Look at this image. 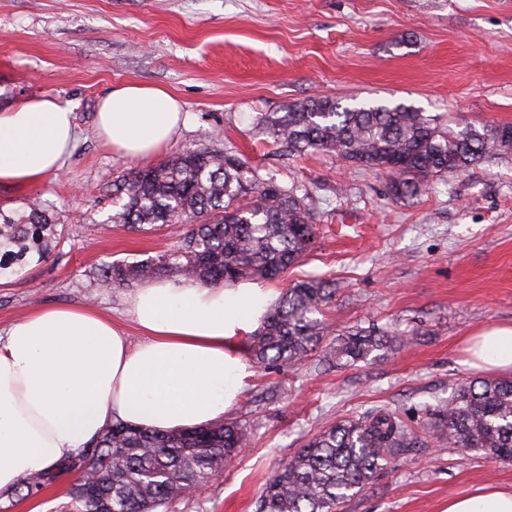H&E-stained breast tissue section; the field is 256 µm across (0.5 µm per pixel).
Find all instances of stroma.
Listing matches in <instances>:
<instances>
[{"instance_id": "stroma-1", "label": "stroma", "mask_w": 512, "mask_h": 512, "mask_svg": "<svg viewBox=\"0 0 512 512\" xmlns=\"http://www.w3.org/2000/svg\"><path fill=\"white\" fill-rule=\"evenodd\" d=\"M126 83L168 89L188 114L158 164L220 145L298 194L316 214L313 251L271 288L334 281L329 339L369 328L400 337L381 357L254 368L226 419L250 443L203 493L168 512H256L266 481L325 424L383 406L400 409L423 446L379 470L340 512H446L452 498L493 485L512 491V463L449 447L427 424L454 388L477 377L466 341L512 323V154L393 199L385 176L328 152L285 156L255 136L262 112L316 94L343 104L404 102L429 115L512 124V0H0V110L46 96L75 105L77 140L59 175L0 185V206L41 197L59 246L0 284V329L49 305L91 304L141 339L129 289L99 287L105 262L175 246L166 230L108 223L112 182L140 161L95 130L97 103ZM74 477L33 495L0 496V512H68Z\"/></svg>"}]
</instances>
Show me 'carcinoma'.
<instances>
[{
	"instance_id": "obj_1",
	"label": "carcinoma",
	"mask_w": 512,
	"mask_h": 512,
	"mask_svg": "<svg viewBox=\"0 0 512 512\" xmlns=\"http://www.w3.org/2000/svg\"><path fill=\"white\" fill-rule=\"evenodd\" d=\"M255 127L290 155L330 151L387 175L389 193L397 199L415 198L430 179L503 153L504 138L512 137L511 124L488 128L466 123L456 130L444 117L412 105L345 106L330 97L264 112ZM109 221L131 229L181 224L183 230L168 250L101 264L96 277L103 288H130L158 277L193 280L204 287L272 280L317 241L316 216L296 188L260 178L246 159L218 146L127 173L113 184ZM61 237L39 198L21 213L0 207V277L21 273L29 255L45 257ZM335 293L336 285L319 277L289 288L252 337L249 351L256 363L290 366L308 356L327 334L318 315ZM391 344L384 333H350L327 345L324 360L351 365ZM434 427L453 447L512 463V378L461 382L448 406L435 412ZM247 443V429L235 421L169 433L115 421L83 448V460L70 458L55 472L27 478L23 487L37 493L63 472L77 473L81 482L89 470L100 495L87 499L70 489L72 512H156L207 485ZM421 445L397 408L340 420L297 449L266 482L257 512H338L384 465Z\"/></svg>"
}]
</instances>
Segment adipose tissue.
I'll return each mask as SVG.
<instances>
[{"mask_svg": "<svg viewBox=\"0 0 512 512\" xmlns=\"http://www.w3.org/2000/svg\"><path fill=\"white\" fill-rule=\"evenodd\" d=\"M185 120L167 90L127 83L100 98L97 130L124 155L149 157ZM76 137L74 107L32 96L0 111V185L57 173ZM277 297L253 281L232 288L150 280L127 300L142 339L131 344L87 305L40 308L0 332V492L52 468L112 419L166 433L223 418L251 366L244 344ZM472 366L512 372V324L470 339ZM447 512H512L494 487L449 500Z\"/></svg>", "mask_w": 512, "mask_h": 512, "instance_id": "obj_1", "label": "adipose tissue"}]
</instances>
